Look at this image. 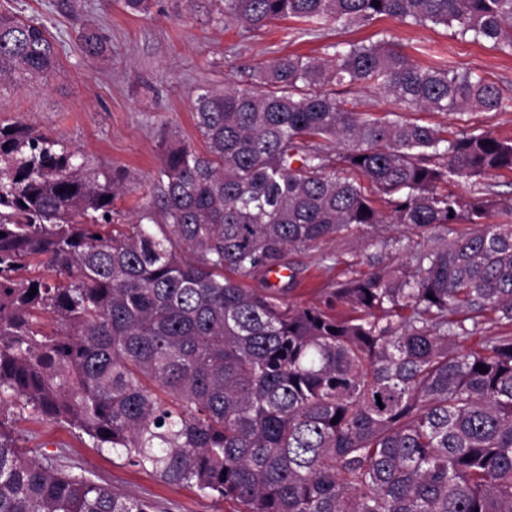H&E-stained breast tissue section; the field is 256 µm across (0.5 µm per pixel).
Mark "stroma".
Returning a JSON list of instances; mask_svg holds the SVG:
<instances>
[{"instance_id":"1","label":"stroma","mask_w":512,"mask_h":512,"mask_svg":"<svg viewBox=\"0 0 512 512\" xmlns=\"http://www.w3.org/2000/svg\"><path fill=\"white\" fill-rule=\"evenodd\" d=\"M42 23L56 46L57 66L48 80L0 85V123L23 122L57 140L74 161L99 174H128L132 189L112 206L115 223L142 213L155 223L165 218L157 187V171L171 136L205 144L192 117L190 94L198 87H223L245 81L253 68L286 54L319 58L333 54L336 44H366L394 35L416 63L447 59L512 96V55L461 38L443 25H415L381 18L373 23L330 24L309 30L294 20H276L260 29L226 25L224 0H151L148 15L130 13L123 0H0V13ZM96 30L107 38L103 56L81 48L80 35ZM420 123L452 132L488 131L512 138V111L464 115L419 113ZM447 190L463 199L476 196L512 198V172H497L449 182ZM389 239L388 249L373 247ZM432 242L430 233L365 225L328 239L315 249L289 252L295 279L286 301L315 304L336 315H350L335 291L341 282L378 268H403L408 247ZM18 447L132 496L158 501L165 512H235L234 503L205 496L195 488L170 485L154 473L133 466L107 451L91 448L70 428L49 420L16 424Z\"/></svg>"}]
</instances>
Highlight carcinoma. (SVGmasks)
Segmentation results:
<instances>
[{
  "mask_svg": "<svg viewBox=\"0 0 512 512\" xmlns=\"http://www.w3.org/2000/svg\"><path fill=\"white\" fill-rule=\"evenodd\" d=\"M384 17L512 54V0H224L225 21L249 28ZM83 41L106 50L95 32ZM55 57L43 24L0 15V83L46 79ZM356 86L395 109L346 108L338 88ZM191 103L205 150L166 142L155 229L149 213L108 219L125 179L0 124V512H160L23 452L8 427L25 416L237 512H512V200L438 191L512 172V138L405 117L512 98L384 37L278 57ZM461 223L406 269L343 283L356 317L291 305L268 281L290 251L353 225ZM33 261L47 274L17 278Z\"/></svg>",
  "mask_w": 512,
  "mask_h": 512,
  "instance_id": "cac0c4a2",
  "label": "carcinoma"
}]
</instances>
